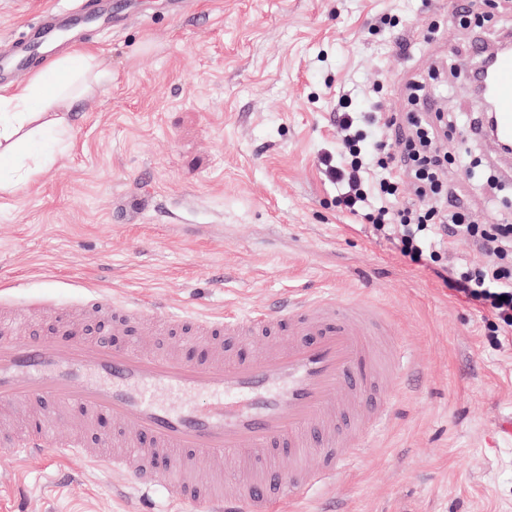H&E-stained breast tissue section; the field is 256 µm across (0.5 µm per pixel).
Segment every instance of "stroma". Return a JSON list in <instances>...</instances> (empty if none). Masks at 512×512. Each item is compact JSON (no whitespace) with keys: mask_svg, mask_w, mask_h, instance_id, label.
<instances>
[{"mask_svg":"<svg viewBox=\"0 0 512 512\" xmlns=\"http://www.w3.org/2000/svg\"><path fill=\"white\" fill-rule=\"evenodd\" d=\"M53 0H0V40ZM112 31L74 43L106 52L112 86L72 112L73 148L35 184L0 193V299L44 301L33 319L76 307L86 287L173 311L248 312L290 293L377 298L423 376L392 402L364 456L280 512H512V335L431 270L336 208L319 166L336 140L339 90L381 80L386 112L408 111L424 78L439 111L477 104L461 69L474 38L512 33V7L484 0L468 25L448 0H109ZM397 16L389 33L371 21ZM435 32H428V22ZM407 43L401 55L398 43ZM451 185L488 224L512 207L467 169ZM118 472L81 458L36 465L0 451V512H140Z\"/></svg>","mask_w":512,"mask_h":512,"instance_id":"1","label":"stroma"}]
</instances>
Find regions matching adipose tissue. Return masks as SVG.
<instances>
[{"label": "adipose tissue", "mask_w": 512, "mask_h": 512, "mask_svg": "<svg viewBox=\"0 0 512 512\" xmlns=\"http://www.w3.org/2000/svg\"><path fill=\"white\" fill-rule=\"evenodd\" d=\"M111 81L102 49L86 44L0 95V191L32 182L58 154L69 151L73 104Z\"/></svg>", "instance_id": "ef3b65f1"}]
</instances>
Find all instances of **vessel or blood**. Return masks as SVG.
I'll use <instances>...</instances> for the list:
<instances>
[{"instance_id": "obj_1", "label": "vessel or blood", "mask_w": 512, "mask_h": 512, "mask_svg": "<svg viewBox=\"0 0 512 512\" xmlns=\"http://www.w3.org/2000/svg\"><path fill=\"white\" fill-rule=\"evenodd\" d=\"M26 53L0 61L23 76L28 56L65 27L45 10ZM499 137L512 142V55L491 79ZM165 348L116 346L151 336ZM416 370L379 302L303 297L240 315L186 316L88 291L75 313L23 339L0 314V445L121 471L151 504L156 487L195 512H276L306 499L358 456L388 419L393 391ZM207 397V406L195 403ZM115 428L112 452L94 428ZM294 459L282 471L272 456Z\"/></svg>"}]
</instances>
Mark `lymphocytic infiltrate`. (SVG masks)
I'll return each instance as SVG.
<instances>
[{
  "label": "lymphocytic infiltrate",
  "instance_id": "1",
  "mask_svg": "<svg viewBox=\"0 0 512 512\" xmlns=\"http://www.w3.org/2000/svg\"><path fill=\"white\" fill-rule=\"evenodd\" d=\"M406 120L409 134L390 149L375 138L383 126ZM335 148L322 161L338 187L336 206L370 226L375 236L393 240L400 254L433 270L467 303L491 315L492 335L512 333V225L485 224L454 204L445 180L455 161L429 114H389L369 105L352 107L344 94L336 102ZM409 175L411 198H404L402 175ZM470 238L481 250L471 262L451 263L446 247L453 238Z\"/></svg>",
  "mask_w": 512,
  "mask_h": 512
}]
</instances>
